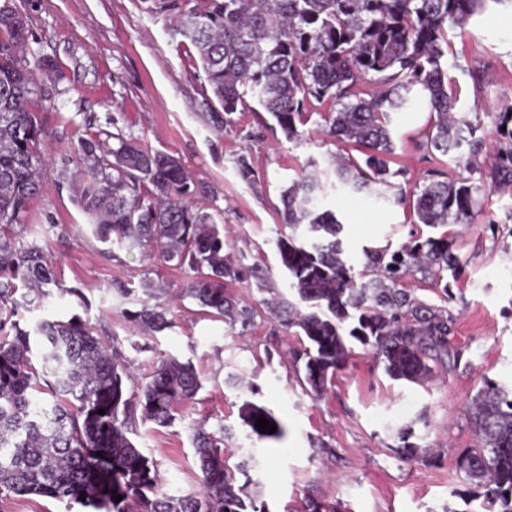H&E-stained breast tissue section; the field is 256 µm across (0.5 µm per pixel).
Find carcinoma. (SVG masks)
I'll return each instance as SVG.
<instances>
[{"label":"carcinoma","mask_w":512,"mask_h":512,"mask_svg":"<svg viewBox=\"0 0 512 512\" xmlns=\"http://www.w3.org/2000/svg\"><path fill=\"white\" fill-rule=\"evenodd\" d=\"M490 2L512 6V0H196L185 11L181 0H162L161 8L176 13L179 34L197 49L224 125L252 100L287 140L297 141L307 120L305 102L326 103L321 120L328 135L361 154L336 160V189L378 198L388 189L400 202L397 179L405 172L390 167L393 115L424 103L434 120L423 148L454 158L465 146L467 167L486 153L485 138L458 108L445 57L449 31ZM28 38L25 18L1 6L0 503L39 496L93 512H271L249 474L252 450L233 465L224 456L230 427H221L218 436L193 428L200 490L182 496L161 490L157 463L133 441L137 421L166 426L194 400L201 380L191 362L168 356L130 386L121 349L105 344L89 320L44 316L23 327L17 319L19 308L43 306L50 285L80 297L60 287L57 267L40 248L20 245L12 235L43 178L44 130L30 104L38 91L35 70L50 64L39 59L32 68L22 60ZM494 135L487 180L477 184L460 174L415 188L417 223L468 224L480 195L512 190L511 104L496 112ZM76 151L82 161L76 201L94 237L129 249L155 244L164 261L188 268L185 293L205 314L244 327L254 321L256 309L226 287L241 270L225 253L224 231L193 207L200 187L177 158L122 137L112 149L98 136L83 138ZM325 176L313 168L283 190L295 233L277 241L294 299L280 301L275 317L282 329L296 327L308 341L291 352L294 363H303L306 392L321 395L345 367L348 337L396 380L425 384L436 370L456 368L462 352L451 343L453 318L402 287L408 275L428 272L440 299L448 301L443 273L455 279L462 273L452 240L418 236L394 250L367 248L363 269L355 270L342 246L341 221L317 205ZM125 316L147 332L170 325L158 304ZM101 409L105 414H98ZM261 417L277 431L260 432ZM239 419L259 440L285 436L264 405L244 401ZM469 419L476 445L456 457V467L480 490L486 512H512V386L484 379ZM411 437L402 433L398 457L433 462L436 456Z\"/></svg>","instance_id":"carcinoma-1"}]
</instances>
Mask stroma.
I'll return each instance as SVG.
<instances>
[{
	"mask_svg": "<svg viewBox=\"0 0 512 512\" xmlns=\"http://www.w3.org/2000/svg\"><path fill=\"white\" fill-rule=\"evenodd\" d=\"M4 4L28 20L26 59L55 63L39 77L44 97L32 103L45 131L44 181L14 228L17 241L56 263L64 287L81 292L77 298L53 294L51 314L86 312L98 336L117 341L132 383L144 381L167 356L191 361L201 378L195 400L170 425H137L135 443L156 461L165 490L182 495L198 485L193 428L216 432L229 425L234 436L226 452L237 458L256 449L251 475L271 512H300L308 497L342 512H484L455 460L475 445L467 408L483 378L512 381V221L505 217L512 195L485 193L473 223L447 227L463 263L460 278L448 282L446 302L454 319L451 342L463 352L456 370L423 386L395 381L355 343L327 390L306 394L289 357L300 338L292 330L275 333L266 306L271 298L292 296L276 249L289 233L281 191L308 161L325 169L334 155H354V148L313 131L287 141L264 112L235 113L225 126L196 49L156 0H0ZM450 40L448 74L458 81L459 105L493 140L494 115L501 103L512 102V9L491 2ZM470 69L482 75L483 92L467 77ZM431 119L424 107L394 117L391 166L405 170L408 194L415 185L459 173L453 161L421 148ZM95 134L106 140L116 134L179 158L201 188L194 206L223 225L226 251L244 272L228 289L256 309L250 326L201 313L184 294L183 270L158 260L154 245L126 249L92 235L75 200L73 175L79 140ZM242 157L254 183L239 176ZM321 205L342 222L344 250L359 263L363 248H396L432 233L391 197L328 186ZM254 267L263 270L266 289L257 288ZM152 286L161 288L172 325L151 335L124 313L149 302ZM246 400L273 410L286 429L283 440L250 436L238 417ZM405 430L413 442L437 451L438 461L396 458Z\"/></svg>",
	"mask_w": 512,
	"mask_h": 512,
	"instance_id": "1",
	"label": "stroma"
}]
</instances>
